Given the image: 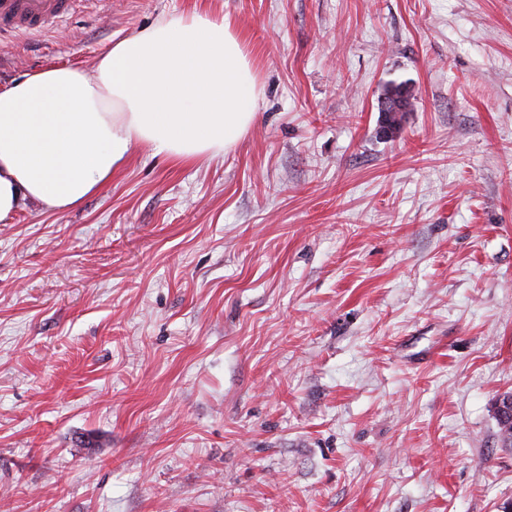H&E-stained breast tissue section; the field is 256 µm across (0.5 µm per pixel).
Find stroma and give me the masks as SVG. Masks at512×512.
Here are the masks:
<instances>
[{"mask_svg": "<svg viewBox=\"0 0 512 512\" xmlns=\"http://www.w3.org/2000/svg\"><path fill=\"white\" fill-rule=\"evenodd\" d=\"M193 9L248 133L0 223V512L512 508V0H84L0 83Z\"/></svg>", "mask_w": 512, "mask_h": 512, "instance_id": "1", "label": "stroma"}]
</instances>
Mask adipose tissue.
<instances>
[{
    "instance_id": "obj_1",
    "label": "adipose tissue",
    "mask_w": 512,
    "mask_h": 512,
    "mask_svg": "<svg viewBox=\"0 0 512 512\" xmlns=\"http://www.w3.org/2000/svg\"><path fill=\"white\" fill-rule=\"evenodd\" d=\"M261 93L237 30L199 10L113 43L92 71L26 73L0 86V222L33 200L79 206L138 144L175 163L223 154L255 122Z\"/></svg>"
}]
</instances>
